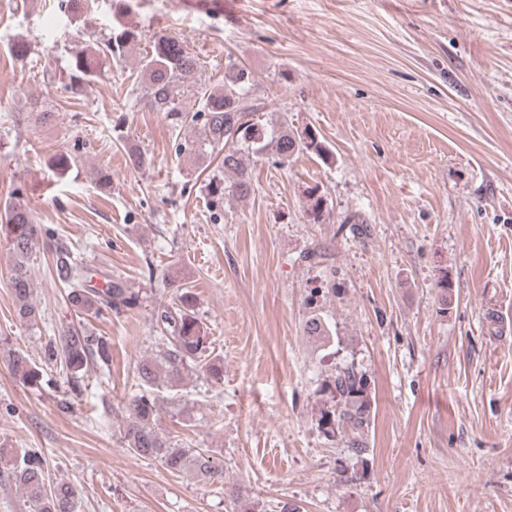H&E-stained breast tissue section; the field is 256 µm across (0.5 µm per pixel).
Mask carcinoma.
Here are the masks:
<instances>
[{"instance_id": "carcinoma-1", "label": "carcinoma", "mask_w": 512, "mask_h": 512, "mask_svg": "<svg viewBox=\"0 0 512 512\" xmlns=\"http://www.w3.org/2000/svg\"><path fill=\"white\" fill-rule=\"evenodd\" d=\"M141 39L135 27L121 24L112 28L109 37L90 48L79 42L72 46L70 61L63 71H47L67 93L77 97L103 71L106 61L119 60ZM201 64L185 41L172 35L155 37L150 50L141 60L146 76V98L151 108L165 115L171 125L196 127L192 140L180 150L199 159L214 155L221 158L217 172L208 176L205 188L211 205L224 204L232 196L243 200L251 195L252 182L246 160L259 159L267 151L283 165L300 153H312L326 161L330 151L312 128L299 131L284 114L275 124L258 118L262 104L253 97L254 76L245 65L226 62L224 82L209 86L198 78ZM232 175L228 180L225 175ZM305 214L311 224L326 221V209L319 188L306 190ZM0 233L5 235L13 257L11 287L18 318L31 322L39 317L33 301L30 261L38 245L37 225L29 206L18 200L6 205L0 214ZM54 268L57 279L67 288V300L80 313H98L109 309L116 313L142 307L147 293L131 287L125 280L102 275L103 285L92 284L90 269L66 245L55 249ZM153 326L159 333L162 349L154 356L141 358L136 374L141 384L153 386L162 381L171 387L182 383L190 368H207L212 376L221 369L205 362L209 346L207 327L194 310V297L183 291L174 297L152 302ZM303 334L324 339L329 336L326 322L319 315L309 316ZM110 345L101 336H92L83 327L71 326L50 340L45 349V364L58 366L71 375L85 369L91 361L109 363ZM9 362L15 376L35 386L40 368L19 350L9 351ZM320 392L328 405L320 411L317 426L328 440L340 439L347 455L366 465L370 452L369 432L374 422V405L370 380L357 365L336 367L322 382ZM159 407L154 398L143 393L126 405L127 417L122 426L123 447L144 460L160 462L173 473L187 469L212 480L216 475L211 457L203 450L177 448L156 428ZM0 466L9 470L24 489L25 512H74L76 491L68 483L50 484L45 475V460L36 452L21 455L0 445Z\"/></svg>"}]
</instances>
